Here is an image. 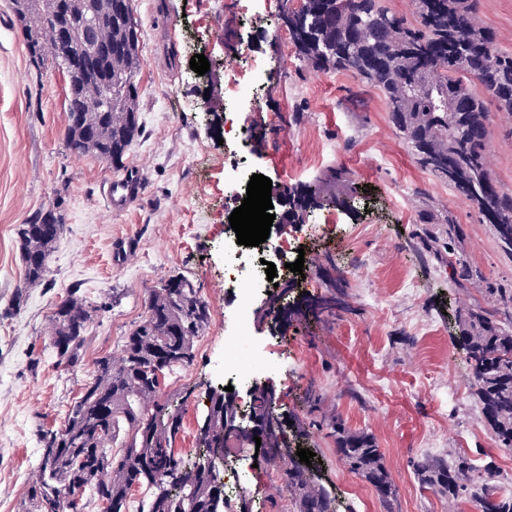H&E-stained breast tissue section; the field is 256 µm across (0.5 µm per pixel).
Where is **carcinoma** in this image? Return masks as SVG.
Segmentation results:
<instances>
[{
	"label": "carcinoma",
	"mask_w": 512,
	"mask_h": 512,
	"mask_svg": "<svg viewBox=\"0 0 512 512\" xmlns=\"http://www.w3.org/2000/svg\"><path fill=\"white\" fill-rule=\"evenodd\" d=\"M132 0H112V60L101 77L76 80L66 95L69 147L86 156L121 165L139 131L135 77L140 42ZM306 25L288 29L299 56L319 70H356L384 95L397 134L417 163L448 183L493 227L500 250L512 258V192L492 177L489 112L485 97L512 116V51L498 47L495 33L478 19L479 0H417L418 20L407 24L380 0H300ZM20 20H39L56 10V0H11ZM357 21L341 22L345 10ZM85 44L76 23L68 43L43 29L27 43L30 56L44 60L50 47L55 63L70 76V59ZM308 204L288 192L289 214L297 219ZM423 250L448 263L455 288L481 282L484 303L458 311L459 339L471 366V388L498 447L512 452V282L503 285L477 274L458 255L462 229L453 214L430 209L418 214ZM446 224L436 236L427 225ZM64 223L56 211L40 210L18 228L26 281L41 284L54 242ZM91 306L71 294L51 315V346L57 363L80 361ZM210 311L196 284L184 275L166 280L146 303L144 319L126 336L117 361H96L95 375L66 410L59 430H44L36 479L23 512H83L90 490L102 512H126L134 486L150 491L146 512H214L220 489L205 460L185 463L173 442L182 426L178 412L161 403L166 372L190 364L195 339ZM231 416L226 394L213 395L198 424L199 446L224 450V425ZM120 448L117 454L109 445ZM336 451L350 470L373 485L383 502L394 496L384 457L373 437L336 427ZM422 485L455 501L469 496L488 512H512V494L494 496L476 484L464 456L422 459L415 465ZM297 512H334L333 499L308 467L292 462L285 471Z\"/></svg>",
	"instance_id": "1"
}]
</instances>
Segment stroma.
Here are the masks:
<instances>
[{
    "instance_id": "stroma-1",
    "label": "stroma",
    "mask_w": 512,
    "mask_h": 512,
    "mask_svg": "<svg viewBox=\"0 0 512 512\" xmlns=\"http://www.w3.org/2000/svg\"><path fill=\"white\" fill-rule=\"evenodd\" d=\"M299 0H133L141 63L136 77L141 132L121 166L69 148L66 82L53 61L34 62L10 0H0V512H19L37 470L42 431L58 428L67 405L92 378L98 358H119L143 320L150 291L183 274L211 311L183 378L164 396L180 411L176 453H196L197 422L212 391L237 366L226 339L235 335L237 286L224 275V231L246 195L244 176L307 189L331 169L355 185L354 209L324 206L302 225L309 243L295 296L317 304L337 279L346 287L332 311L298 310L251 321L247 341L262 356L253 376L273 387L286 434L309 429L321 485L337 512H448V501L419 483L413 468L431 456L466 453L476 475L497 474L495 494H512V453L502 451L470 389V366L456 315L464 296L448 269L416 236L427 203L451 210L464 230L466 259L484 278H512L490 225L448 184L415 161L397 135L382 92L354 70L319 71L285 45L281 17ZM480 20L512 50V0H480ZM210 69L197 74L192 56ZM244 73L229 90L224 75ZM492 173L512 191V117L489 111ZM138 169L130 207L113 212L102 189ZM57 208L64 230L45 281L25 286L18 228ZM335 216L332 233L320 231ZM126 254L115 255L120 241ZM25 288L14 309L17 288ZM77 291L106 304L89 325L79 363L58 365L47 324L57 303ZM372 435L395 490L383 504L336 452L331 421ZM240 444L226 459L251 463L242 489L255 512H294L279 466L255 464Z\"/></svg>"
}]
</instances>
